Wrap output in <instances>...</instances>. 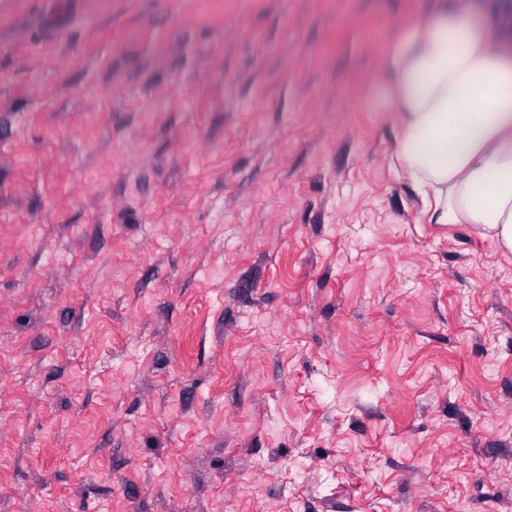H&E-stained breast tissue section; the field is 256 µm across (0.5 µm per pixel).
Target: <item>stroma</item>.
Here are the masks:
<instances>
[{"label":"stroma","mask_w":512,"mask_h":512,"mask_svg":"<svg viewBox=\"0 0 512 512\" xmlns=\"http://www.w3.org/2000/svg\"><path fill=\"white\" fill-rule=\"evenodd\" d=\"M434 0H0V512H512V253L372 80Z\"/></svg>","instance_id":"1"}]
</instances>
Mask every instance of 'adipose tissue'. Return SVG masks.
Returning <instances> with one entry per match:
<instances>
[{
	"instance_id": "ef3b65f1",
	"label": "adipose tissue",
	"mask_w": 512,
	"mask_h": 512,
	"mask_svg": "<svg viewBox=\"0 0 512 512\" xmlns=\"http://www.w3.org/2000/svg\"><path fill=\"white\" fill-rule=\"evenodd\" d=\"M374 81L428 223L469 225L512 253V7L453 0L410 19Z\"/></svg>"
}]
</instances>
